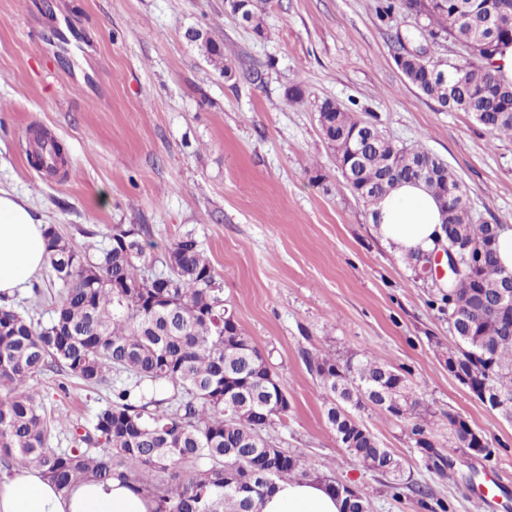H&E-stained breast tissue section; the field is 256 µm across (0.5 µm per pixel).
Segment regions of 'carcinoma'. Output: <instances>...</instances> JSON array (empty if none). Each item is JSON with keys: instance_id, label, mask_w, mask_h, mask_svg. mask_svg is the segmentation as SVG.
Listing matches in <instances>:
<instances>
[{"instance_id": "cac0c4a2", "label": "carcinoma", "mask_w": 512, "mask_h": 512, "mask_svg": "<svg viewBox=\"0 0 512 512\" xmlns=\"http://www.w3.org/2000/svg\"><path fill=\"white\" fill-rule=\"evenodd\" d=\"M489 0H380L381 16L404 7L432 23L445 21L459 44L473 31L491 38L492 52L464 51L448 60L405 62L401 73L423 96L442 107L467 112L493 135L512 136V82L493 72L494 61L512 36H490L485 27ZM268 0H227L228 9L264 34ZM190 41L227 78L235 71L223 64L224 52L208 35L193 31ZM447 71L448 80L440 78ZM323 139L346 163L349 143L362 136V160L346 185L370 206L403 182L422 183L448 212L441 225L443 244L454 253H482L477 267L464 261L454 271L447 292L439 293L448 315H457L458 343L448 351V371L477 398L512 420L511 270L497 258L500 225L476 224L458 207L465 196L448 166L421 146L388 138L331 99L318 107ZM114 224L108 241L94 250L79 249L53 224L46 228L47 263L64 288L51 297L48 325L0 305V467L22 465L40 470L60 488L93 476H120L156 501L155 512H261L265 494L278 481L315 479L345 496L344 512H369L365 498L336 480L334 467L318 472L301 453L288 452L270 431L289 407L270 379H278L261 350L238 324L225 330L220 278L191 233L147 264L154 247L137 226L126 241ZM328 396L327 420L345 453L364 470L394 481L404 480L403 464L357 419L370 410L410 427L416 445L434 413L416 395L407 378L369 352L306 355ZM47 371L71 376L88 387L112 384V397L92 428L74 427L72 448L49 447L50 422L31 389ZM452 451L491 455L482 436L458 416H448ZM167 480H159L160 475Z\"/></svg>"}]
</instances>
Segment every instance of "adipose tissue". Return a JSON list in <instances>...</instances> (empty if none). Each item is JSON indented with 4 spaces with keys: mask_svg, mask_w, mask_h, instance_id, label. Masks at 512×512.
I'll return each instance as SVG.
<instances>
[{
    "mask_svg": "<svg viewBox=\"0 0 512 512\" xmlns=\"http://www.w3.org/2000/svg\"><path fill=\"white\" fill-rule=\"evenodd\" d=\"M382 241L395 253L434 248L441 214L420 185L404 183L376 206ZM44 224L27 200L0 189V296L13 298L28 287L46 264ZM149 494L112 478L57 488L40 471L17 467L0 475V512H154ZM343 498L313 480L280 482L269 491L262 512H342Z\"/></svg>",
    "mask_w": 512,
    "mask_h": 512,
    "instance_id": "1",
    "label": "adipose tissue"
}]
</instances>
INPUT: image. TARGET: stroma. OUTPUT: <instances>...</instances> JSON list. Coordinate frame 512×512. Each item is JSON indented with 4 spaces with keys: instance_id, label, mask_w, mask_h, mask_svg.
<instances>
[{
    "instance_id": "1",
    "label": "stroma",
    "mask_w": 512,
    "mask_h": 512,
    "mask_svg": "<svg viewBox=\"0 0 512 512\" xmlns=\"http://www.w3.org/2000/svg\"><path fill=\"white\" fill-rule=\"evenodd\" d=\"M264 20L260 37L224 0H0V188L26 197L78 247L104 243L115 224L149 225L162 248L193 233L288 394L275 442L315 470L334 465L370 512H501L473 489L493 481L512 499V422L449 373L442 283L382 243L320 134L317 107L334 100L395 142L423 145L458 176L477 223L512 224V137L407 83L393 59L396 34L439 59L460 50L422 35L413 12L383 20L377 0H270ZM190 29L261 82L208 65ZM296 84L309 91L300 103L286 97ZM39 130L61 144L63 171L30 164ZM35 283L13 305L46 324L62 283L48 268ZM327 349L367 351L405 375L435 414L426 434L435 449L452 447L454 414L491 455L454 452L438 474L403 423L366 413L410 477L388 487L348 458L326 420L304 355ZM34 389L48 416L86 427L111 397L109 386L50 372ZM415 482L430 496L414 493Z\"/></svg>"
}]
</instances>
